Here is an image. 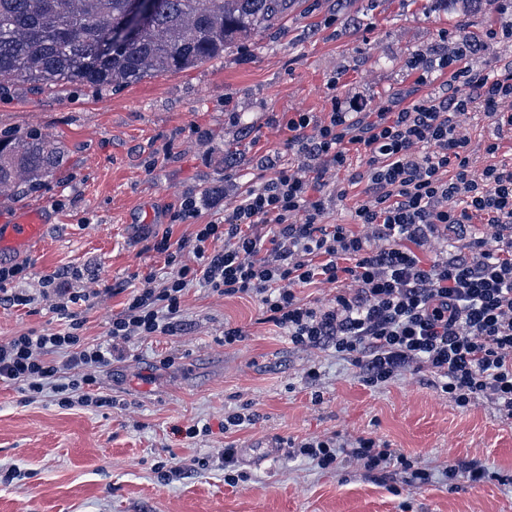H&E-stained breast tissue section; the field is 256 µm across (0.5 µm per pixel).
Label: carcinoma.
<instances>
[{
	"instance_id": "carcinoma-1",
	"label": "carcinoma",
	"mask_w": 512,
	"mask_h": 512,
	"mask_svg": "<svg viewBox=\"0 0 512 512\" xmlns=\"http://www.w3.org/2000/svg\"><path fill=\"white\" fill-rule=\"evenodd\" d=\"M130 0H0V92L84 86L98 93L179 74L280 28L294 0H152L130 42L111 47ZM61 142L0 133V196L21 198L63 168Z\"/></svg>"
}]
</instances>
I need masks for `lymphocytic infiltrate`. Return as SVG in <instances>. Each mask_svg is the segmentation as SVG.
Returning <instances> with one entry per match:
<instances>
[{"label":"lymphocytic infiltrate","mask_w":512,"mask_h":512,"mask_svg":"<svg viewBox=\"0 0 512 512\" xmlns=\"http://www.w3.org/2000/svg\"><path fill=\"white\" fill-rule=\"evenodd\" d=\"M470 41L453 52L413 58L415 84L406 95L374 103L332 97L322 116L291 112L283 149L269 150L256 177L243 184L220 218L200 223L201 202L183 198L171 220L195 225L191 240L155 238L154 250L173 271L162 282L145 277L113 313L107 343H81L73 305L86 291L58 277L43 283L56 314L69 326L34 330L0 343V382L23 385L30 397L95 385L98 369L122 358L132 339L173 336L181 329L187 288L203 283L227 297L251 298L260 320L301 350H334L368 387L405 372H425L456 407L485 399L512 421V162L498 139L485 141L478 165L457 113L478 109L512 131V65L489 78L474 72ZM448 75L449 90L428 84ZM349 171L326 194L329 169ZM352 200L351 221L326 222L331 199ZM489 235L472 234L473 225ZM452 231L453 251L428 257L440 230ZM192 260H184V250ZM334 286L319 303L303 289ZM288 452L320 468L349 457L368 472L402 474L420 487L430 469L415 466L388 442L360 436L288 440Z\"/></svg>","instance_id":"1"}]
</instances>
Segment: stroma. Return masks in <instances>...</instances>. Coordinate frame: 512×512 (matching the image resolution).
I'll list each match as a JSON object with an SVG mask.
<instances>
[{"label": "stroma", "instance_id": "stroma-1", "mask_svg": "<svg viewBox=\"0 0 512 512\" xmlns=\"http://www.w3.org/2000/svg\"><path fill=\"white\" fill-rule=\"evenodd\" d=\"M509 21L485 0H299L283 28L183 73L105 95L15 86L0 97V131L52 136L67 156L60 179L0 202V216L37 210L47 224L15 258L26 268L15 288L33 303H0V342L64 328L42 295L48 277L68 274L75 289L89 274L104 288L168 277L154 233L172 229L177 241L192 231L170 225L171 207L186 194L233 200L256 173L258 149L284 146V113L329 110L328 81L340 95L390 100L413 84L410 58L444 34L483 42L471 63L493 75L512 62V42L486 33ZM122 301L103 291L75 305L82 341H103ZM258 316L253 300L194 284L183 331L132 340L71 405L0 382V512H512V422L490 403L459 409L414 372L363 386L350 362L296 349ZM228 324L246 339L225 345ZM313 365L321 375L310 383ZM99 397L110 405L96 406ZM232 412L255 422L225 435ZM193 425L208 431L186 437ZM333 435L387 441L433 478L416 488L347 460L322 469L282 445ZM229 440L247 474L233 487ZM271 442L278 451L257 460ZM472 460L489 469L484 483L448 478L446 466Z\"/></svg>", "mask_w": 512, "mask_h": 512}]
</instances>
